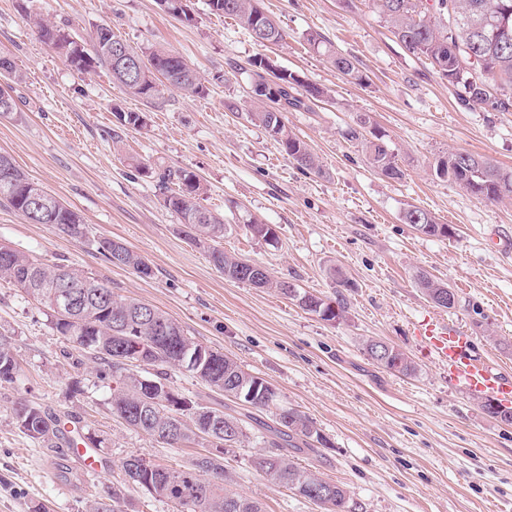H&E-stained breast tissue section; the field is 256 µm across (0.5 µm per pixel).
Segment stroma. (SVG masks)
<instances>
[{
	"label": "stroma",
	"instance_id": "35a3bbf8",
	"mask_svg": "<svg viewBox=\"0 0 512 512\" xmlns=\"http://www.w3.org/2000/svg\"><path fill=\"white\" fill-rule=\"evenodd\" d=\"M191 21L158 0H0V54L22 71L9 87L18 110L0 117V153L77 212L88 239L70 238L0 205V244L48 265L98 278L115 296L152 305L195 341L234 358L273 385L282 404L306 414L327 447L296 452V462L343 485L365 512H512V425L489 416L485 397L451 382L447 366L423 350L414 327L430 316L471 336L476 359L512 374V197L489 202L438 178L451 152H469L512 172V112L459 101L429 60L407 52L372 0H261L284 40L258 45L236 20L189 0ZM50 20L82 39L107 25L134 49L182 57L203 89L164 90L140 98L103 67L82 73L43 44L26 15ZM355 58L366 81L346 80L323 49ZM264 55L324 89L310 110L290 112L288 130L317 155L322 171L298 168L255 111L249 62ZM144 124L122 125L118 111ZM365 118L364 136L382 138L403 176L391 181L368 164L346 130ZM187 170L200 181V204L223 215L226 254L265 267L320 297L332 296V268L355 284L346 317L327 321L271 288L224 277L207 252L181 233L153 174L139 164ZM417 207L448 225L427 236L402 220ZM270 225L267 243L247 232ZM125 244L152 267L145 278L109 263L97 242ZM424 271L451 288L455 308L436 307L416 285ZM373 337L403 351L417 372L401 376L373 362ZM0 341L18 366L0 383V512H88L121 487L122 512H176L143 489L125 485L129 456L186 465L204 444L173 448L127 426L112 412V380L52 327L49 312L0 281ZM171 388L214 408L246 414L192 374L169 370ZM50 410L62 431L92 438L99 477L68 456V443L46 448L18 428L13 408ZM255 443L224 456L234 492L262 500L267 512H321L293 491L268 484L245 465Z\"/></svg>",
	"mask_w": 512,
	"mask_h": 512
}]
</instances>
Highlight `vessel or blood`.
I'll return each mask as SVG.
<instances>
[{
    "label": "vessel or blood",
    "mask_w": 512,
    "mask_h": 512,
    "mask_svg": "<svg viewBox=\"0 0 512 512\" xmlns=\"http://www.w3.org/2000/svg\"><path fill=\"white\" fill-rule=\"evenodd\" d=\"M416 337L438 363L446 365L451 380L461 382L472 391L510 403L512 379L493 371L471 356L472 340L458 327L437 317L428 318L416 330Z\"/></svg>",
    "instance_id": "b4317fda"
}]
</instances>
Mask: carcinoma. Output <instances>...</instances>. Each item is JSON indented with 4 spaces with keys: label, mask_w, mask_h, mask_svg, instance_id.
I'll use <instances>...</instances> for the list:
<instances>
[{
    "label": "carcinoma",
    "mask_w": 512,
    "mask_h": 512,
    "mask_svg": "<svg viewBox=\"0 0 512 512\" xmlns=\"http://www.w3.org/2000/svg\"><path fill=\"white\" fill-rule=\"evenodd\" d=\"M512 6V0H433L432 5L415 0H374L378 11L394 29L399 43L408 52L424 56L431 61L437 72L452 85H461L465 90L464 102L479 105L492 112H512V93H505L503 85L512 86V38L504 43L495 33L498 13L502 5ZM211 10L230 16L247 29L253 39L265 46L283 41L284 33L280 26L258 6V0H209ZM35 27L39 38L53 48L76 70L88 72L96 66L107 68L112 77L129 93L153 98L160 95L165 87H174L186 92L197 93L202 88L197 73L186 61L169 51L150 49L136 51L123 40L117 38L106 25L96 27L92 36V51L66 33L60 27L42 18L27 17ZM119 44L121 48L136 56L144 65L146 73L141 77L129 76L114 59L110 46ZM332 66L346 79L365 83V76L353 58L328 52ZM254 99L259 104L270 106L252 113L257 121L276 141L288 158L299 168L321 173L316 155L307 144L292 135L285 123V113L308 111L312 101L323 96L324 91L299 75L287 70H279L276 81L268 84L272 64L263 57L251 61ZM366 119L357 121V126L346 131V136L360 142L362 151L370 166L389 180L401 178L402 173L393 161L381 138L366 139L359 129ZM437 174L457 183L472 194L488 201H499L512 196V174L503 172L491 165L483 156L472 153H450L437 165ZM159 188L163 190V205L174 213L182 226V233L193 244L206 249L214 267L224 277L248 283L256 288H279V281L273 279L268 270L258 264L237 259L224 253L221 245L224 239V220L197 202L201 184L197 177L186 171L161 169L156 172ZM178 183V189L169 185ZM35 182L6 155L0 154V201L19 212L35 224H47L59 232L74 238L85 239L89 231L81 217L68 206L50 194H45L46 203L32 208L27 198ZM404 222L418 228L428 224L433 235L447 236L450 231L439 224L428 212L413 207L403 215ZM255 238L265 242L275 239V232L267 224L253 221L245 225ZM99 250L115 266L134 270L142 277L153 274L151 266L136 252L124 244L113 250L114 241L104 239L98 242ZM70 283L71 288L81 294L78 312L84 324V332L79 340H73V324L68 315L58 310L51 301V293L57 280ZM334 298L323 299L314 294L301 293L317 303L313 313L325 317L331 308H336L333 318H342L347 309L346 293L354 287L353 282L339 269L333 270ZM0 280H5L21 288L28 296L43 305L49 312L55 331L63 336L72 347L81 350L100 366V372L112 376V409L118 416L127 412L136 417L147 411L152 419L145 422L139 431L154 436L157 429L166 427L174 417L172 408L165 404H155L153 395L148 392L147 381L168 384V369L184 370L211 389L224 393V398H236L234 389L240 384L249 387L259 377L247 372L234 358L221 352L213 364L200 366L194 370L183 364V358L190 348L198 343L187 336L184 328L167 313L155 308L156 321L167 325L168 333L160 334L154 329V322L142 319L135 310L150 309V306L134 300L121 299L112 295V290L97 278L65 265L49 267L15 249L0 253ZM422 294L434 301V294L446 287L425 273L416 277ZM127 321L123 335L127 339L121 346L114 345L113 327L120 321ZM143 347L149 348V365L155 373L143 376L127 366V362L137 360ZM399 363H384L382 367L400 374L411 376L416 367L413 361L401 350H395ZM17 364L10 348L0 343V382L16 379ZM251 407L268 411L275 409L274 424L258 422L253 435H248L244 420L223 414L224 426L238 429L237 439L224 447L228 453L241 444L255 439L261 450L251 455L246 462L268 483L289 490L298 491L328 483L316 472L297 465L290 458V451L301 447L314 449L326 446V440L307 415L301 411L277 404L273 407L266 401L251 404ZM26 412L29 421L20 430L32 439L53 448L62 430L60 420L42 408L19 403L14 408V416ZM159 487L153 496L175 505L177 512H186L188 500L194 498L207 480V472L191 463L179 468L157 466ZM231 481L223 474L224 485L219 487V512H265L260 500L227 490ZM334 498L328 503H320L322 512H358L359 506L350 498L340 484L331 483Z\"/></svg>",
    "instance_id": "obj_1"
}]
</instances>
